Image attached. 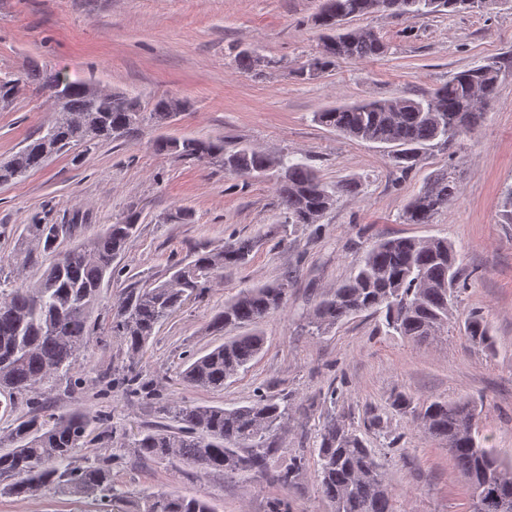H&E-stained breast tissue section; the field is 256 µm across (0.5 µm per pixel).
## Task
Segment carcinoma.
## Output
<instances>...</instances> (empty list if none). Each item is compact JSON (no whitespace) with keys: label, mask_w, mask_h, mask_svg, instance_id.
<instances>
[{"label":"carcinoma","mask_w":512,"mask_h":512,"mask_svg":"<svg viewBox=\"0 0 512 512\" xmlns=\"http://www.w3.org/2000/svg\"><path fill=\"white\" fill-rule=\"evenodd\" d=\"M379 0H322L314 25L324 31L314 57L325 71L339 60H375L387 52L382 37L349 29V20L379 12ZM413 17L440 12L474 11L477 0H412ZM236 66L255 76L264 72L255 55L245 49ZM512 70V54L456 73L448 82L416 98L394 96L339 103L314 113V120L337 134L388 146L389 157L403 172L415 169L430 146H450L481 122L484 109L476 107L481 93L496 96L501 76ZM29 79L51 92L60 72L27 69ZM89 83L70 82L66 97L54 102L55 117L38 138L0 166V181L10 182L40 170L52 156L73 144L96 140L129 141L144 127L162 126L174 98L163 96L146 109L139 97L114 92L95 97ZM159 154L203 165H216L239 178L270 176L284 225L316 224L341 194H355L354 181L324 182L303 160L288 153L272 156L249 145L224 149L221 139L196 136L152 139ZM460 196V185L443 168L429 174L406 203L405 224H431L435 214ZM76 224H28L25 240L55 258L33 285L0 290V412L18 414L14 426L0 436V497L30 499L46 489L61 495H95L113 506L129 501L133 512H215L203 496L186 497L165 491L133 494L119 487L111 465L77 460V450L92 434L93 419L76 410L68 414L37 413L28 396L43 393L75 376L81 357L94 343L96 324L91 315L98 305L104 281L116 273L114 262L128 249L138 224L134 214L102 231L59 249L61 239L75 235ZM255 240L232 242L197 250L185 262L172 266L162 282L127 288L113 305L107 334L125 349L130 363L122 375L123 392L130 398L150 394V382L138 367L155 331L189 299H200L222 278L224 269L244 267L252 258ZM464 287L460 253L442 238H393L375 242L365 252L348 280L327 292L307 316V327L323 335L343 320L361 313L378 314L387 332L415 342H426L448 332L456 293ZM288 284L256 285L242 289L224 303L209 321V331L221 335L227 328H246L185 369L182 382L191 388L214 390L247 370L265 344L258 329L263 319L284 307ZM465 335L474 344L489 345V328L480 314L465 321ZM391 406L412 417L415 426L446 445L453 465L465 478L480 470L497 475L487 491L482 512H512V466L503 465L475 435L478 416L474 402L435 399L418 408L412 397L397 393ZM173 425L142 431L131 447L147 459H176L194 465L201 475L220 472L246 478L266 469L280 448L279 435L290 416L285 398L260 394L240 406L224 408L186 401L160 405ZM320 492L333 512H399L392 490L365 440L346 424L345 416L329 409L316 435ZM307 459L288 458L276 473L277 483L291 488L303 478Z\"/></svg>","instance_id":"obj_1"}]
</instances>
